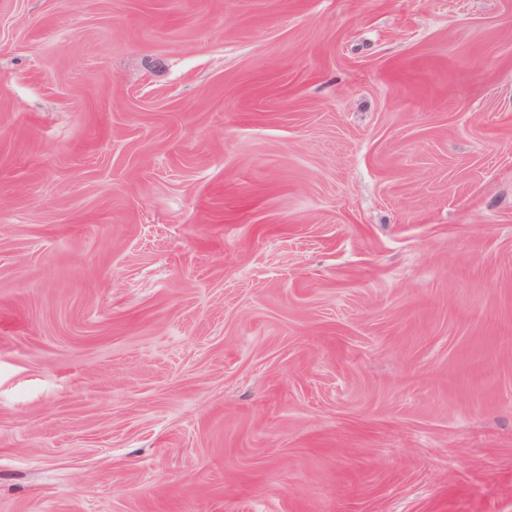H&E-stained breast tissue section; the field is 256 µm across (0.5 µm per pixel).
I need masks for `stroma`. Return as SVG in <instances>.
Returning a JSON list of instances; mask_svg holds the SVG:
<instances>
[{
	"label": "stroma",
	"mask_w": 512,
	"mask_h": 512,
	"mask_svg": "<svg viewBox=\"0 0 512 512\" xmlns=\"http://www.w3.org/2000/svg\"><path fill=\"white\" fill-rule=\"evenodd\" d=\"M0 512H512V0H0Z\"/></svg>",
	"instance_id": "stroma-1"
}]
</instances>
